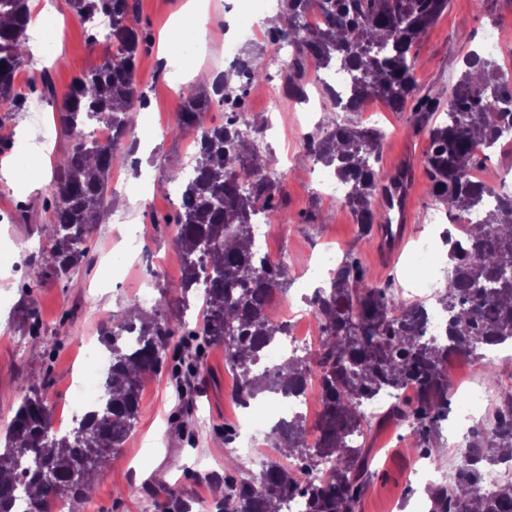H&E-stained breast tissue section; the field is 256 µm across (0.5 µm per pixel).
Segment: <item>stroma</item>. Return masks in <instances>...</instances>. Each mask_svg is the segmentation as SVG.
<instances>
[{
  "label": "stroma",
  "mask_w": 512,
  "mask_h": 512,
  "mask_svg": "<svg viewBox=\"0 0 512 512\" xmlns=\"http://www.w3.org/2000/svg\"><path fill=\"white\" fill-rule=\"evenodd\" d=\"M38 29L34 51L25 55L22 79L15 85L16 103L0 102V165L19 164L17 144L44 140L40 153L48 164L28 179L0 177V434L11 422L22 390L48 387L49 402L58 416L71 403L72 383L81 370L88 346L103 349L104 320L128 307H144L175 325V334L158 373L143 384L139 418L120 451L118 468H105L93 481V492L69 512H160L168 495L187 501L191 512H215L224 498L225 459H233L236 478H251L260 461L275 460L286 468L294 463L267 438H260L256 457L241 455L225 433L241 426V408L234 398V377L224 363V349H205L191 378L194 389L182 399L174 373L199 323L198 308L183 309L170 286L181 278L182 261L174 244L173 217L177 209L172 175L185 173L193 164L194 132L176 135L180 89L189 85L193 67L224 74L230 68L224 42L217 33L224 24L248 29L237 42L243 56L263 57L269 78L251 86L243 96L249 119L267 122L259 148H272L282 175L291 223L267 225L270 256L287 263L288 290L277 304L276 319L292 322L304 307L305 296L324 270L310 265L311 257L325 247L353 252L379 279L392 280L397 298L424 299V282L443 287L448 248L440 246L432 263L420 262L416 242L450 222L446 206L432 197L427 176L418 161L429 141L415 132L410 110L396 112L373 98L358 118L381 128V168L389 170L403 159L414 161L412 191L414 227L390 271L380 270L371 247L360 240L358 227L345 206L324 198L321 173L298 147L301 134L335 119L331 105L315 79L316 66L307 62V102L289 98L282 89L283 54L267 34L265 16L272 0H255L251 11H227L228 0H209L204 25L176 24L185 0H138L136 27L144 39L135 85L148 101L134 114V130L141 141L138 164L114 169L109 186V206L86 242L85 257L70 278L44 273L32 292H25L27 267L24 253L41 261L51 244L41 231L48 223L45 201L50 198L59 166L71 150L59 116L76 77L96 70L114 51L111 43L92 44L90 25L81 23L69 0H51ZM508 34L503 61L512 62V0H488L478 8L475 0H448L437 21L419 38L414 52L415 79L420 93L446 98L459 76L463 57L481 50L488 28ZM178 39L181 68L172 67L159 54L162 33ZM125 221L113 223V214ZM140 237L146 262L130 264L124 254L125 239ZM34 305L41 342L28 337L26 305ZM452 407L464 410L474 422L489 419L499 387L512 385V346L499 349L491 365L459 358L448 366ZM487 391L481 405L466 402L471 387ZM373 473L358 512H430L427 483L415 476L422 464L412 447L406 426L387 421L367 435Z\"/></svg>",
  "instance_id": "1"
}]
</instances>
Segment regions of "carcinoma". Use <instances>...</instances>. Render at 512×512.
<instances>
[{
    "mask_svg": "<svg viewBox=\"0 0 512 512\" xmlns=\"http://www.w3.org/2000/svg\"><path fill=\"white\" fill-rule=\"evenodd\" d=\"M85 23L107 19L116 52L97 71L75 80L61 114V126L72 141L60 167L50 202L52 213L44 232L53 249L44 266L67 277L85 256L80 248L108 205L112 169L124 154L86 139L87 115L112 127L115 138L131 133L135 102V62L142 38L135 27V0H72ZM288 26L271 30L275 42L293 50L283 63L286 92L305 100L304 64L313 59L324 69L344 73L351 84L347 102L324 88L336 108V120L306 141L315 162L333 170L343 186L361 235L372 238L384 216L377 208L390 181L402 186L404 175L389 177L376 169L383 133L357 119L358 101L381 98L393 110L411 107L416 131L427 133L429 147L421 165L432 195L457 213L477 211L482 219L470 225L465 245L451 229L443 232L452 266L443 289L431 295L446 321L445 337L423 332L429 300L407 304L391 288L374 279L354 253H346L340 270L306 299L319 334L316 352H291L273 369L259 371L262 348L287 334V325L267 317L274 297L287 291L288 273L280 262L262 255L255 245V224L275 219L291 222L280 206L277 160L261 153L253 140L234 127L245 118L243 88L268 75L258 57L244 58L232 75L215 87L231 114L228 123L205 128L200 117L209 97L192 87L181 92L177 131H198L196 164L180 184L174 243L183 263L181 280L172 285L183 307H190L193 288L207 282L195 340L197 350L224 346L225 363L235 372L240 403L269 392L285 396L312 394L321 412L315 442L308 443L303 415L288 417L274 434V443L288 444L296 470L277 461L262 465L259 475L238 479L224 475L220 512H281L290 499H307L306 512H356L371 472L366 430L375 415L365 407L379 394L411 386L414 396L401 397L378 417L405 423L421 454L436 448L439 424L448 418V351L455 347L475 354L489 345L512 344V198L491 201L492 188L473 184L467 171L477 148L491 147L512 132V94H507L497 61L473 50L446 100L420 94L414 77L413 46L440 16L448 0H283ZM323 15L322 25L305 31L299 19L310 9ZM10 23L4 24L1 19ZM28 0H0V101L15 96V73L23 63ZM236 77L239 85L231 84ZM444 113L438 119L437 113ZM104 336L112 368L95 410L76 419L70 430L53 428L49 387L30 388L17 402L14 417L0 439V512L18 487L34 503L58 495L72 502L86 497L98 470L123 447L135 427L144 378L161 368L175 329L139 310L110 314ZM137 332L131 348L126 335ZM492 427L470 431L460 471L451 485L431 492V512H512V484L484 491L487 469L512 467V386L498 393Z\"/></svg>",
    "mask_w": 512,
    "mask_h": 512,
    "instance_id": "1",
    "label": "carcinoma"
}]
</instances>
